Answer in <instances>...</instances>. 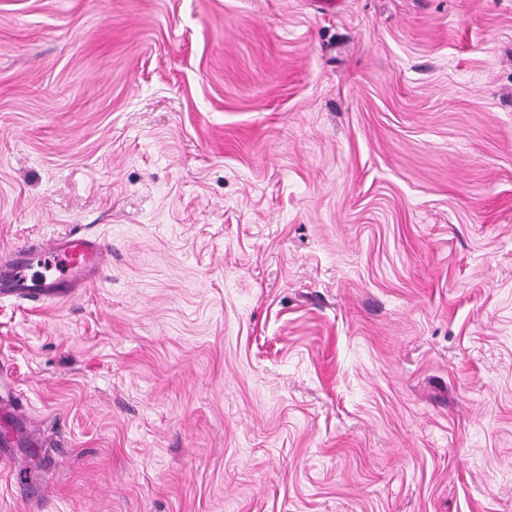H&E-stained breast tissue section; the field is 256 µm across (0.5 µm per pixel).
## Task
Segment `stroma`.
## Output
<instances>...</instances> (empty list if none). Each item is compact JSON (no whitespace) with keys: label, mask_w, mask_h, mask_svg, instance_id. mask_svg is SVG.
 I'll use <instances>...</instances> for the list:
<instances>
[{"label":"stroma","mask_w":512,"mask_h":512,"mask_svg":"<svg viewBox=\"0 0 512 512\" xmlns=\"http://www.w3.org/2000/svg\"><path fill=\"white\" fill-rule=\"evenodd\" d=\"M73 231L0 512H512V0H0V251Z\"/></svg>","instance_id":"35a3bbf8"}]
</instances>
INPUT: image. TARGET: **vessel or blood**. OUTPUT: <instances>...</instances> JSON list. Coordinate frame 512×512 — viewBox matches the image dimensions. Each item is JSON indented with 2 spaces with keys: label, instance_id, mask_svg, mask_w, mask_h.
I'll use <instances>...</instances> for the list:
<instances>
[{
  "label": "vessel or blood",
  "instance_id": "vessel-or-blood-1",
  "mask_svg": "<svg viewBox=\"0 0 512 512\" xmlns=\"http://www.w3.org/2000/svg\"><path fill=\"white\" fill-rule=\"evenodd\" d=\"M111 251L100 238L69 233L33 241L0 253V300H60L90 287L110 262ZM51 262L56 276L38 277L35 266Z\"/></svg>",
  "mask_w": 512,
  "mask_h": 512
}]
</instances>
